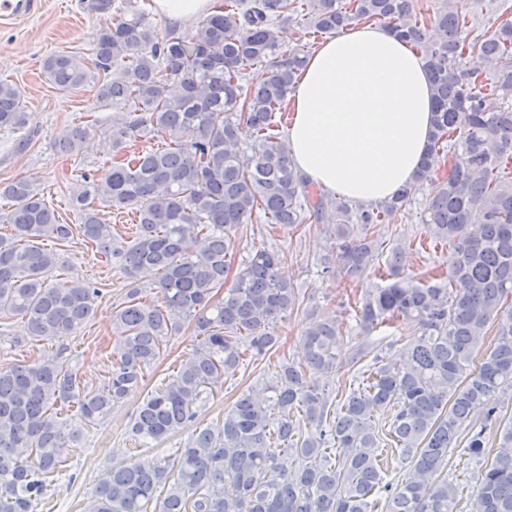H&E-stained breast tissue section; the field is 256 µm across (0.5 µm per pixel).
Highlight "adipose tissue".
Returning a JSON list of instances; mask_svg holds the SVG:
<instances>
[{
  "label": "adipose tissue",
  "instance_id": "adipose-tissue-1",
  "mask_svg": "<svg viewBox=\"0 0 512 512\" xmlns=\"http://www.w3.org/2000/svg\"><path fill=\"white\" fill-rule=\"evenodd\" d=\"M298 171L357 202L391 197L421 167L432 87L420 54L377 24L327 38L289 94Z\"/></svg>",
  "mask_w": 512,
  "mask_h": 512
}]
</instances>
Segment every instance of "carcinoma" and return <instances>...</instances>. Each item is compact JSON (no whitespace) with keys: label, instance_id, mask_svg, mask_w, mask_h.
Here are the masks:
<instances>
[{"label":"carcinoma","instance_id":"obj_1","mask_svg":"<svg viewBox=\"0 0 512 512\" xmlns=\"http://www.w3.org/2000/svg\"><path fill=\"white\" fill-rule=\"evenodd\" d=\"M184 35L160 34L125 0H80L103 19L94 57L57 53L44 77L64 91L94 83L96 100L115 110L102 144L112 165L84 177L75 200L78 232L117 259L131 288L112 312V368L98 388L82 383L62 354L0 368V512H36L62 471L65 449L83 426L140 388L145 368L186 325L199 337L177 375L147 396L131 430L147 446L191 431L183 447L155 463L121 461L99 479L85 512H458L459 486L444 474L450 448L476 412L496 419L512 391V23L488 33L455 3L422 0H225ZM305 11L303 37L380 22L422 55L433 88L432 131L421 169L390 198L354 205L299 174L275 113L299 76L309 44L282 49L278 29ZM479 57L480 71L465 68ZM265 80L244 84L256 62ZM120 77L112 78V69ZM19 87L0 81V129L25 128ZM159 149H132L153 132ZM260 140L249 156L243 134ZM86 131L59 143L80 153ZM430 186L422 224L448 244V270L404 274L391 250L385 287L355 300L357 328L414 329L403 364L373 359L362 387L340 403L318 376L336 369L344 336L336 321H312L301 360H284L262 391H243L216 429L200 428L203 408L224 391L244 357L279 345L274 324L299 299L279 271L280 251L255 248L234 267L231 233L266 218L276 224L327 222L338 242L323 273L359 285L376 269L377 228ZM13 202L0 215V313L25 318L29 336L52 341L80 332L101 289L53 278L66 240L40 191L24 178L0 182ZM135 214L128 245L112 236L99 204ZM152 272L156 301L145 304L140 275ZM70 403L76 414L53 411ZM408 471L389 478L385 440ZM338 451L331 457L328 449ZM467 452L485 458L474 476L476 512H512V421L486 452L484 433Z\"/></svg>","mask_w":512,"mask_h":512}]
</instances>
